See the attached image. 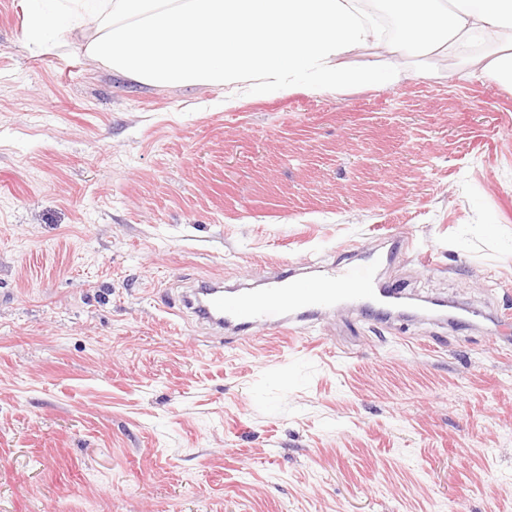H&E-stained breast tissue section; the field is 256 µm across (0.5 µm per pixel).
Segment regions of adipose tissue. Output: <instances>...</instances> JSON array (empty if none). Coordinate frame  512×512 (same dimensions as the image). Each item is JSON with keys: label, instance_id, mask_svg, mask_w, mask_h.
<instances>
[{"label": "adipose tissue", "instance_id": "1", "mask_svg": "<svg viewBox=\"0 0 512 512\" xmlns=\"http://www.w3.org/2000/svg\"><path fill=\"white\" fill-rule=\"evenodd\" d=\"M407 12L408 37H388L364 0H57L26 8L23 39L65 42L152 88L235 86L325 95L410 74L409 54L443 51L467 78L512 89V0H382ZM384 67H345L366 48Z\"/></svg>", "mask_w": 512, "mask_h": 512}]
</instances>
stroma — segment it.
<instances>
[{
    "label": "stroma",
    "instance_id": "1",
    "mask_svg": "<svg viewBox=\"0 0 512 512\" xmlns=\"http://www.w3.org/2000/svg\"><path fill=\"white\" fill-rule=\"evenodd\" d=\"M24 19L0 0V512H512V89L444 55L333 96L144 88ZM369 263L461 323L345 303L245 339L183 305Z\"/></svg>",
    "mask_w": 512,
    "mask_h": 512
}]
</instances>
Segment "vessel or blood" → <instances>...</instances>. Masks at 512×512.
<instances>
[{
    "label": "vessel or blood",
    "mask_w": 512,
    "mask_h": 512,
    "mask_svg": "<svg viewBox=\"0 0 512 512\" xmlns=\"http://www.w3.org/2000/svg\"><path fill=\"white\" fill-rule=\"evenodd\" d=\"M374 269L370 266L328 268L313 283L276 276L260 292L212 289L206 304L195 310L199 320L217 331L244 334L254 327H266L275 334L293 337L301 321L350 299L369 307L375 296Z\"/></svg>",
    "instance_id": "obj_1"
}]
</instances>
